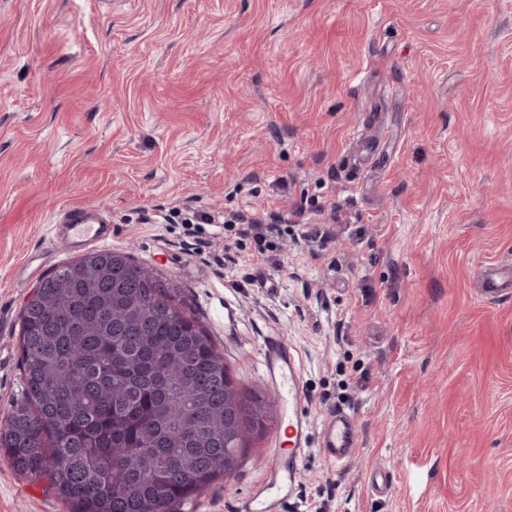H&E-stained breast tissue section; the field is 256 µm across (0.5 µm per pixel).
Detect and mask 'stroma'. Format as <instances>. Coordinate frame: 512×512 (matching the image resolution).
Here are the masks:
<instances>
[{
  "label": "stroma",
  "mask_w": 512,
  "mask_h": 512,
  "mask_svg": "<svg viewBox=\"0 0 512 512\" xmlns=\"http://www.w3.org/2000/svg\"><path fill=\"white\" fill-rule=\"evenodd\" d=\"M69 206L181 288L239 387L276 333L312 425L351 415L355 456L306 449L287 512H512V0H0V419L26 295L83 255L50 233ZM269 207L260 285L224 216ZM273 442L179 512H236ZM0 512L70 510L0 452Z\"/></svg>",
  "instance_id": "1"
}]
</instances>
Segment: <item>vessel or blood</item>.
Wrapping results in <instances>:
<instances>
[{
  "instance_id": "obj_1",
  "label": "vessel or blood",
  "mask_w": 512,
  "mask_h": 512,
  "mask_svg": "<svg viewBox=\"0 0 512 512\" xmlns=\"http://www.w3.org/2000/svg\"><path fill=\"white\" fill-rule=\"evenodd\" d=\"M59 238L63 247L75 249L85 244L104 243L112 229L102 221H92L87 211L72 208L60 220ZM262 374L288 406V455L277 456L266 482L256 488L238 506V512H285L296 490L299 460L309 444L310 423L302 408V395L293 354L284 338L277 334L264 337L261 345ZM357 431L353 419L337 411L321 424L318 446L333 463L349 460L357 449Z\"/></svg>"
}]
</instances>
